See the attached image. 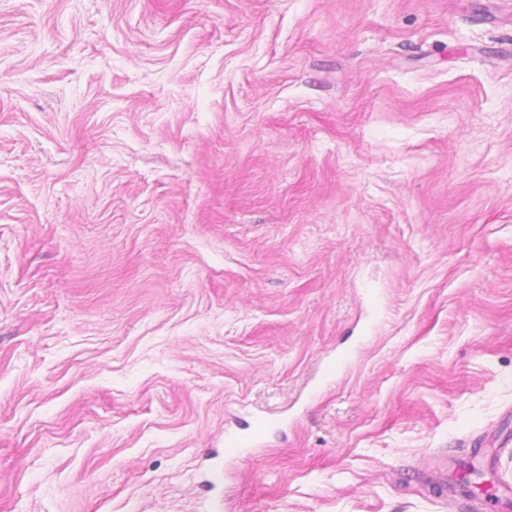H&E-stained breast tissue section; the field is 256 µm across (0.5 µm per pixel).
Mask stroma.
Returning <instances> with one entry per match:
<instances>
[{
	"label": "stroma",
	"instance_id": "1",
	"mask_svg": "<svg viewBox=\"0 0 512 512\" xmlns=\"http://www.w3.org/2000/svg\"><path fill=\"white\" fill-rule=\"evenodd\" d=\"M507 482L512 0H0V512Z\"/></svg>",
	"mask_w": 512,
	"mask_h": 512
}]
</instances>
